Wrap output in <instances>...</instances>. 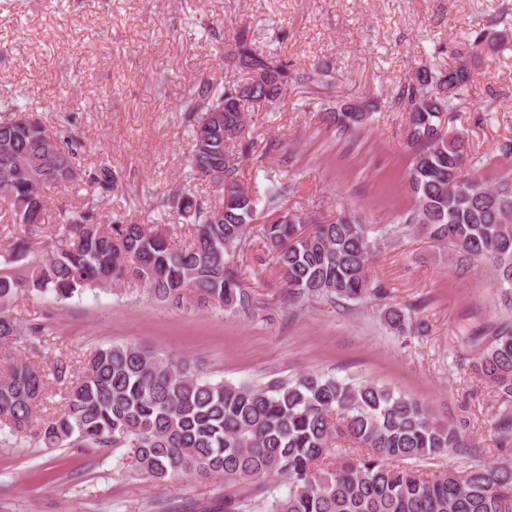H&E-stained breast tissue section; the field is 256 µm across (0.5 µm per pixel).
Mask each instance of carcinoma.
Masks as SVG:
<instances>
[{
	"instance_id": "cac0c4a2",
	"label": "carcinoma",
	"mask_w": 512,
	"mask_h": 512,
	"mask_svg": "<svg viewBox=\"0 0 512 512\" xmlns=\"http://www.w3.org/2000/svg\"><path fill=\"white\" fill-rule=\"evenodd\" d=\"M251 43L241 27L227 55L258 77V90L207 82L189 89L186 181L220 170L224 186L217 189L218 205L180 197L178 209L193 227L185 247L171 244L162 224L101 221L99 200L116 183L111 166L86 167L83 141H62L31 118L33 108L7 104L17 117L0 121V224L22 227L24 234L0 253V361L9 365L0 378V430H8L17 447H128L134 466L160 484L222 474L226 484L248 490L224 495V512H512V466L422 470L421 460L467 447L461 430L437 421L418 398L371 381L312 372L264 384L211 382L185 359L113 344L95 349L60 407L38 417L50 383L65 382L71 364L59 355L46 371L16 355L35 348L52 329L47 321L18 317V300L33 290L60 302L87 290L142 289L172 306L182 305L189 290L201 302L249 315L256 299L242 265L256 230L275 255L288 302L357 301L367 294L370 233L382 227L340 214L306 231V217L282 211L292 192L286 181L271 185L268 220L254 227L258 198L239 179L241 161L252 149L244 106L278 102L291 75L273 52H259ZM470 81L465 61L441 75L424 65L397 93L410 106L406 178L414 195L401 223L447 242L458 264L490 265L502 303L512 309V179L490 184L463 176L464 134L445 127ZM212 112L224 113V127L201 151L199 130ZM367 118L354 103L329 113L340 135L354 133ZM57 186L85 194L79 210L53 219L47 191ZM49 222L55 223L54 236L33 243L34 228ZM384 319L400 334L409 315L392 307ZM472 339L482 343L476 371L504 405L493 430L500 441H512V325H495L490 337L477 330ZM339 438L359 447L342 448Z\"/></svg>"
}]
</instances>
